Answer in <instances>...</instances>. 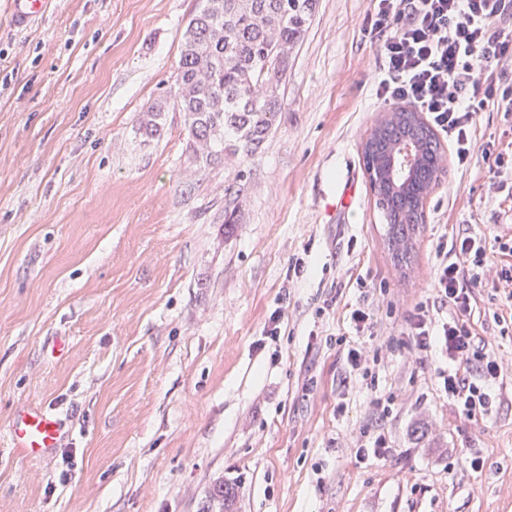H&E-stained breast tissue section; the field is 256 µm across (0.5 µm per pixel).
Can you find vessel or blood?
<instances>
[{
  "mask_svg": "<svg viewBox=\"0 0 512 512\" xmlns=\"http://www.w3.org/2000/svg\"><path fill=\"white\" fill-rule=\"evenodd\" d=\"M49 0H11L10 21L15 28L31 27L47 11ZM59 420L37 407L18 411L10 420L9 437L14 448L24 456L44 455L60 442Z\"/></svg>",
  "mask_w": 512,
  "mask_h": 512,
  "instance_id": "obj_1",
  "label": "vessel or blood"
}]
</instances>
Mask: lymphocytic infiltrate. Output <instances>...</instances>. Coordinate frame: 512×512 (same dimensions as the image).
<instances>
[{"mask_svg":"<svg viewBox=\"0 0 512 512\" xmlns=\"http://www.w3.org/2000/svg\"><path fill=\"white\" fill-rule=\"evenodd\" d=\"M363 32L380 60L378 99L428 114L452 143L456 164L466 167L481 157L490 185L502 189L512 176V141H482L476 115L490 108L512 119V0H374ZM493 246L512 257L511 238L454 233L435 269L434 299L418 303L405 328L418 353L444 344V389L470 420L489 412L487 384L504 372L501 358L471 325L475 285ZM440 303L448 319L438 325L431 314Z\"/></svg>","mask_w":512,"mask_h":512,"instance_id":"lymphocytic-infiltrate-1","label":"lymphocytic infiltrate"}]
</instances>
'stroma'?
I'll return each instance as SVG.
<instances>
[{"instance_id":"obj_1","label":"stroma","mask_w":512,"mask_h":512,"mask_svg":"<svg viewBox=\"0 0 512 512\" xmlns=\"http://www.w3.org/2000/svg\"><path fill=\"white\" fill-rule=\"evenodd\" d=\"M198 6L51 0L20 30L0 0V512H207L218 480L232 512H512L501 293L477 287L474 331L509 361L486 416L459 417L445 352L418 356L403 335L439 244L512 225V197L482 158L448 164L411 269L393 267L361 160L389 110L362 33L372 0H317L253 157L196 160L175 111L146 134ZM362 305L373 391L346 362ZM27 403L64 424L40 459L9 443ZM379 427L390 453L358 459Z\"/></svg>"}]
</instances>
